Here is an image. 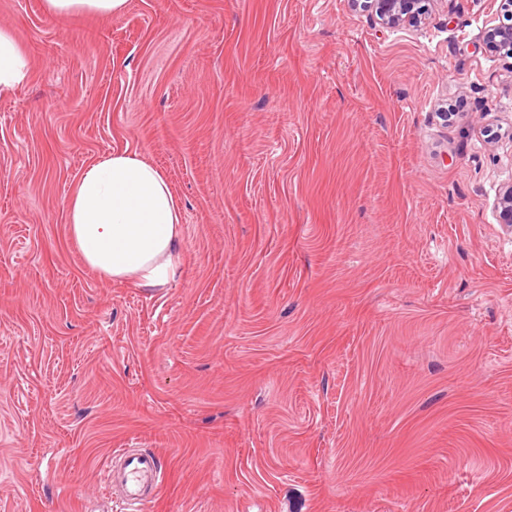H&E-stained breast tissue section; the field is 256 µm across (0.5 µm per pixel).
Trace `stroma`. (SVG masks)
Masks as SVG:
<instances>
[{
	"mask_svg": "<svg viewBox=\"0 0 512 512\" xmlns=\"http://www.w3.org/2000/svg\"><path fill=\"white\" fill-rule=\"evenodd\" d=\"M500 0L382 28L348 0H0V512H512V60ZM130 149L168 178L183 264L89 270L66 199ZM127 0H45L49 14L60 16L86 12L103 16H116L125 11ZM482 40L498 56L512 58V23L485 26ZM27 70V60L17 49L10 33L0 30V92L20 83ZM495 212L499 224L512 228V183L502 187L495 202ZM112 459H122L117 468ZM105 472L106 489L109 496L112 490L121 494V500L137 512L144 503L156 496L164 480V468L160 457L154 452H138L124 448L109 459Z\"/></svg>",
	"mask_w": 512,
	"mask_h": 512,
	"instance_id": "stroma-1",
	"label": "stroma"
}]
</instances>
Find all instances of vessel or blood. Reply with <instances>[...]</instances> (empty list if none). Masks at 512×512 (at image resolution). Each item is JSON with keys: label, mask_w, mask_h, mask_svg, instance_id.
<instances>
[{"label": "vessel or blood", "mask_w": 512, "mask_h": 512, "mask_svg": "<svg viewBox=\"0 0 512 512\" xmlns=\"http://www.w3.org/2000/svg\"><path fill=\"white\" fill-rule=\"evenodd\" d=\"M119 465H108L105 472L106 488L121 494L123 502L133 512H140L144 503L156 496L164 480V468L159 456L152 452H138L130 448L119 451Z\"/></svg>", "instance_id": "vessel-or-blood-1"}]
</instances>
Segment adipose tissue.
I'll list each match as a JSON object with an SVG mask.
<instances>
[{"instance_id": "obj_1", "label": "adipose tissue", "mask_w": 512, "mask_h": 512, "mask_svg": "<svg viewBox=\"0 0 512 512\" xmlns=\"http://www.w3.org/2000/svg\"><path fill=\"white\" fill-rule=\"evenodd\" d=\"M67 232L85 265L115 282L163 287L181 261V203L166 176L122 150L88 164L66 200Z\"/></svg>"}]
</instances>
